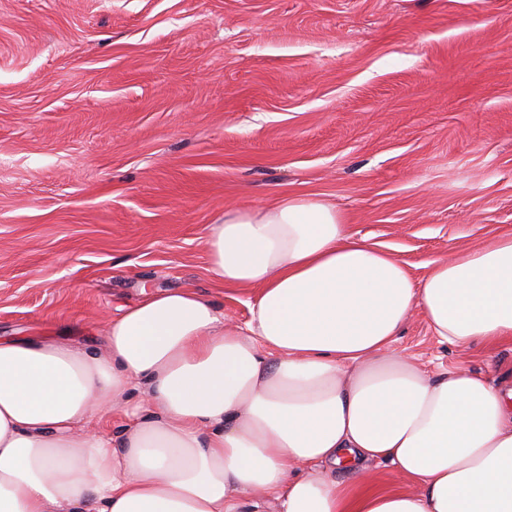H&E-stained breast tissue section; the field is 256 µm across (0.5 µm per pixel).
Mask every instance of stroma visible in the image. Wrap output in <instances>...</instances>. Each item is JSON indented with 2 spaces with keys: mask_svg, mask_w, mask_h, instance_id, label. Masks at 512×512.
Returning <instances> with one entry per match:
<instances>
[{
  "mask_svg": "<svg viewBox=\"0 0 512 512\" xmlns=\"http://www.w3.org/2000/svg\"><path fill=\"white\" fill-rule=\"evenodd\" d=\"M336 205L413 277L512 231V0H0V336L100 348L143 292L238 322L228 206ZM394 350L499 378L512 348Z\"/></svg>",
  "mask_w": 512,
  "mask_h": 512,
  "instance_id": "stroma-1",
  "label": "stroma"
}]
</instances>
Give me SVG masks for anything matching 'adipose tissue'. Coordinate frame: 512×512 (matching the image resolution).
Returning <instances> with one entry per match:
<instances>
[{
  "mask_svg": "<svg viewBox=\"0 0 512 512\" xmlns=\"http://www.w3.org/2000/svg\"><path fill=\"white\" fill-rule=\"evenodd\" d=\"M205 246L213 281L257 289L245 324L178 288L94 351L0 337V512H512V387L392 348L416 312L457 348L511 344L512 232L416 279L284 195L225 208Z\"/></svg>",
  "mask_w": 512,
  "mask_h": 512,
  "instance_id": "1",
  "label": "adipose tissue"
}]
</instances>
